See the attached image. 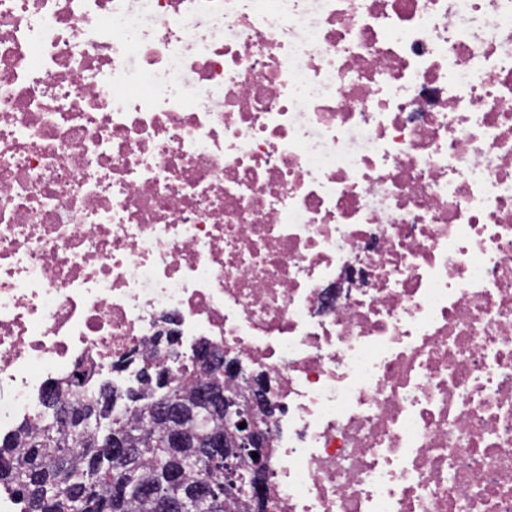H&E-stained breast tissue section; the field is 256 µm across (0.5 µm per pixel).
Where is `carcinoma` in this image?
I'll return each instance as SVG.
<instances>
[{
	"label": "carcinoma",
	"instance_id": "carcinoma-1",
	"mask_svg": "<svg viewBox=\"0 0 512 512\" xmlns=\"http://www.w3.org/2000/svg\"><path fill=\"white\" fill-rule=\"evenodd\" d=\"M181 375L174 371L173 392L184 403L175 417L148 413L152 394L145 382L119 394L104 381L90 401L50 393L38 426L26 424L17 434L0 436V486L13 489L24 512H72L78 500L88 504L87 512H167L166 506L206 485L216 490L207 512H225L224 468L199 474L186 467L197 449L171 445L176 433L188 443L197 439L193 410L201 404L196 389L182 386ZM118 396L134 409L132 416L113 415ZM66 405L98 415L104 428L134 441L132 455H101L95 435L60 416Z\"/></svg>",
	"mask_w": 512,
	"mask_h": 512
}]
</instances>
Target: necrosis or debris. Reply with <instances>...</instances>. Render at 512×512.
Listing matches in <instances>:
<instances>
[{
    "label": "necrosis or debris",
    "instance_id": "necrosis-or-debris-1",
    "mask_svg": "<svg viewBox=\"0 0 512 512\" xmlns=\"http://www.w3.org/2000/svg\"><path fill=\"white\" fill-rule=\"evenodd\" d=\"M162 319L267 512H512V0H0V435Z\"/></svg>",
    "mask_w": 512,
    "mask_h": 512
}]
</instances>
